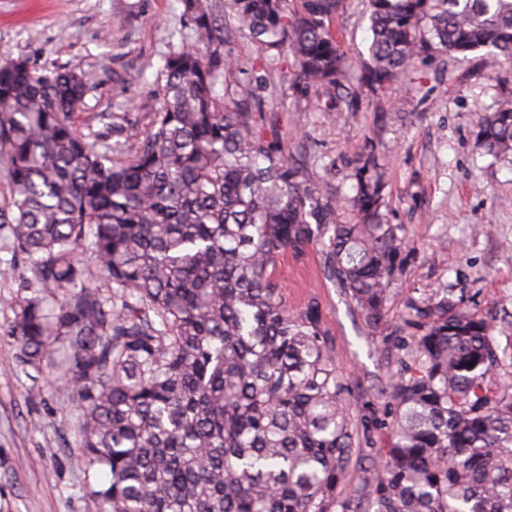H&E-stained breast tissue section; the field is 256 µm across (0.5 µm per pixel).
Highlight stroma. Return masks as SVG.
<instances>
[{"label":"stroma","instance_id":"obj_1","mask_svg":"<svg viewBox=\"0 0 512 512\" xmlns=\"http://www.w3.org/2000/svg\"><path fill=\"white\" fill-rule=\"evenodd\" d=\"M182 11L181 0H0V65L19 59L45 73L81 71L89 89L75 124L108 150L116 142L113 113H128L131 131H148L165 93V57L192 44ZM367 26L361 0L335 21L350 57L365 51ZM272 80L281 93L263 133L277 134L282 154L313 179L336 185L339 201L351 194L347 163L366 144L385 160L388 219L406 229L391 317L400 319L411 301L446 297L492 317L498 343L512 337V155H488L477 125L479 113L512 92V65L488 67L478 54H454L445 71L420 68L363 111L337 114L325 100L293 94L289 73ZM386 112L391 120H383ZM322 261L317 248L284 257L278 277L288 307L318 300L358 428L372 447H387L378 389L396 369L397 351L367 337L349 300L324 277ZM32 280V260L1 225L0 328L31 296ZM16 354L13 340L0 335V512H95L72 392L63 382L37 386Z\"/></svg>","mask_w":512,"mask_h":512}]
</instances>
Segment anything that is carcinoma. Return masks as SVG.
<instances>
[{
	"instance_id": "obj_1",
	"label": "carcinoma",
	"mask_w": 512,
	"mask_h": 512,
	"mask_svg": "<svg viewBox=\"0 0 512 512\" xmlns=\"http://www.w3.org/2000/svg\"><path fill=\"white\" fill-rule=\"evenodd\" d=\"M182 4L194 47L165 60L150 129L128 135L112 117L124 161L74 125L82 73L0 65L13 193L0 224L36 257V294L7 335L21 366L70 386L96 512H512V383L484 384L508 351L478 312L446 299L410 308L411 344L380 391L389 446L355 447L320 305L289 310L277 263L329 236L323 275L387 343L403 228L382 212L372 146L352 161L342 221L336 191L258 130L277 88L266 81L264 96L252 77L282 63L296 93L331 90L328 111L358 112L418 62L480 51L512 63V0H364L371 40L356 78L333 28L348 0ZM243 38L260 52L251 64ZM479 137L512 153V95L479 117Z\"/></svg>"
}]
</instances>
